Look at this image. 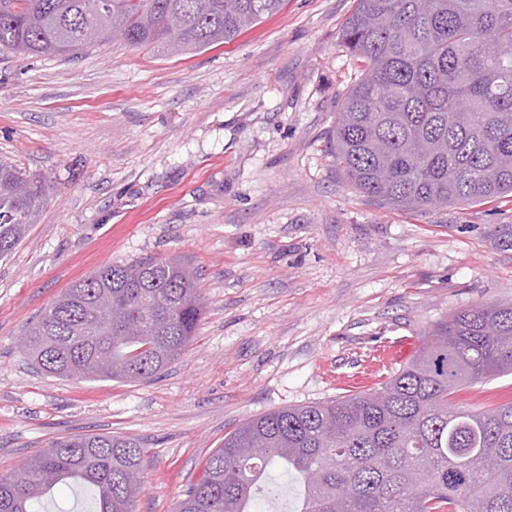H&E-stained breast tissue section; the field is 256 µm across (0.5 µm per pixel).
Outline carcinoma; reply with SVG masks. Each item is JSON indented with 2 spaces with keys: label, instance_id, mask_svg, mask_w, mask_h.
Wrapping results in <instances>:
<instances>
[{
  "label": "carcinoma",
  "instance_id": "cac0c4a2",
  "mask_svg": "<svg viewBox=\"0 0 512 512\" xmlns=\"http://www.w3.org/2000/svg\"><path fill=\"white\" fill-rule=\"evenodd\" d=\"M284 0H0V50L66 55L116 38L163 52L228 43ZM345 48L365 63L333 130L336 164L405 211L512 194V0H355ZM48 182L0 163V257L22 241ZM201 274L146 255L73 282L24 333L40 370L90 381L149 379L195 340ZM152 316L157 334L137 332ZM512 376V304L475 305L420 337L371 393L283 408L224 434L174 512H259L294 476L292 512H512V402L459 392ZM145 448L85 434L0 475V512H35L59 484L92 491V512H134Z\"/></svg>",
  "mask_w": 512,
  "mask_h": 512
}]
</instances>
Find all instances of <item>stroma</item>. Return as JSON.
Returning <instances> with one entry per match:
<instances>
[{"label": "stroma", "instance_id": "obj_1", "mask_svg": "<svg viewBox=\"0 0 512 512\" xmlns=\"http://www.w3.org/2000/svg\"><path fill=\"white\" fill-rule=\"evenodd\" d=\"M353 0H285L227 44L168 56L122 41L0 52V161L53 186L0 258V475L66 436L146 450L135 512H172L250 417L376 388L454 311L512 302V197L402 211L337 168L361 67ZM181 256L202 274L196 340L147 381L37 372L19 339L71 282Z\"/></svg>", "mask_w": 512, "mask_h": 512}]
</instances>
